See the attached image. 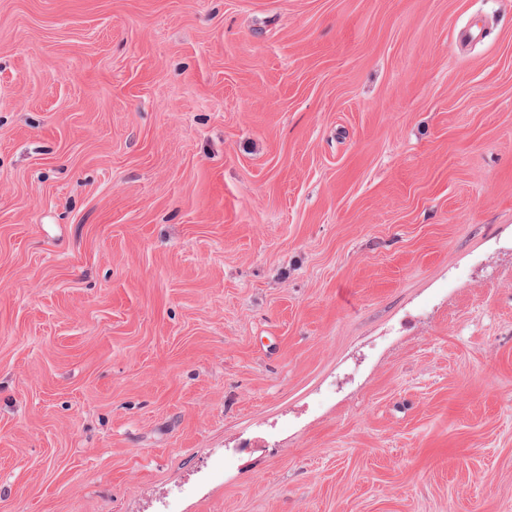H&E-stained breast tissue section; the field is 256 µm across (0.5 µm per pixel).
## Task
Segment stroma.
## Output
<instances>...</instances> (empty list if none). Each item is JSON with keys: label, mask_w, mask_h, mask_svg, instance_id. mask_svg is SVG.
<instances>
[{"label": "stroma", "mask_w": 512, "mask_h": 512, "mask_svg": "<svg viewBox=\"0 0 512 512\" xmlns=\"http://www.w3.org/2000/svg\"><path fill=\"white\" fill-rule=\"evenodd\" d=\"M0 512H512V0H0Z\"/></svg>", "instance_id": "obj_1"}]
</instances>
